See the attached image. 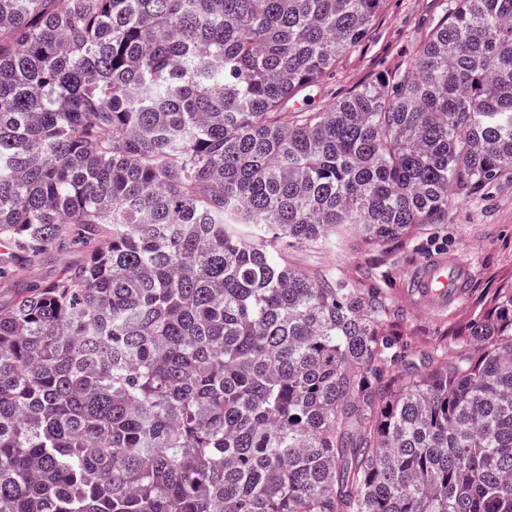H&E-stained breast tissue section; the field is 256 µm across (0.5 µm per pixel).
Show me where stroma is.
Instances as JSON below:
<instances>
[{
    "label": "stroma",
    "instance_id": "1",
    "mask_svg": "<svg viewBox=\"0 0 512 512\" xmlns=\"http://www.w3.org/2000/svg\"><path fill=\"white\" fill-rule=\"evenodd\" d=\"M444 5L445 0H385L367 45L349 53L335 72L306 90L307 106L329 108L377 72L406 62L407 48L423 38ZM449 217L448 224L423 227L388 255L359 243L342 248L300 245L289 249L288 261L310 275L331 269L352 280L364 279L371 270L389 272L412 316L407 333L414 353L419 354L436 327L455 330L468 320L472 309L488 300L494 288L512 281V181L499 180L478 196L455 199ZM438 256L453 258L471 272L467 295L445 309L420 303L412 289L418 266ZM84 257L82 247L71 245L38 261L17 263L14 273L0 278V304H9L18 288L53 281L61 270Z\"/></svg>",
    "mask_w": 512,
    "mask_h": 512
}]
</instances>
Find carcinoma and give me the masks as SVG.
<instances>
[{
    "label": "carcinoma",
    "instance_id": "obj_1",
    "mask_svg": "<svg viewBox=\"0 0 512 512\" xmlns=\"http://www.w3.org/2000/svg\"><path fill=\"white\" fill-rule=\"evenodd\" d=\"M383 0H0V512H512V282L414 372L393 250L512 178V0L296 108ZM80 246H68L55 250L36 262H18L15 272L0 278V304H9L18 288L25 285L47 284L53 281L64 268L80 263L85 258Z\"/></svg>",
    "mask_w": 512,
    "mask_h": 512
}]
</instances>
